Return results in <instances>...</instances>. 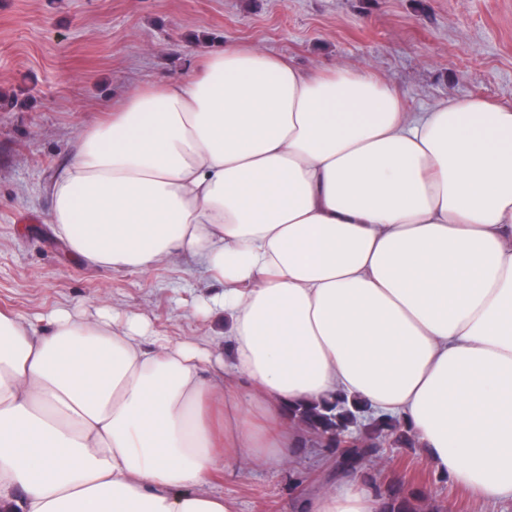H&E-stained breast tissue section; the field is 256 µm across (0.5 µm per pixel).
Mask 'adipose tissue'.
Masks as SVG:
<instances>
[{"mask_svg": "<svg viewBox=\"0 0 512 512\" xmlns=\"http://www.w3.org/2000/svg\"><path fill=\"white\" fill-rule=\"evenodd\" d=\"M46 194L90 266L200 259L235 379L138 320L0 311V512H234L216 475L286 462L289 410L337 394L512 497V106L411 112L372 72L229 43L129 91ZM304 508L384 502L352 476Z\"/></svg>", "mask_w": 512, "mask_h": 512, "instance_id": "1", "label": "adipose tissue"}]
</instances>
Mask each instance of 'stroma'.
<instances>
[{
  "instance_id": "obj_1",
  "label": "stroma",
  "mask_w": 512,
  "mask_h": 512,
  "mask_svg": "<svg viewBox=\"0 0 512 512\" xmlns=\"http://www.w3.org/2000/svg\"><path fill=\"white\" fill-rule=\"evenodd\" d=\"M238 43L300 67L376 73L412 112L480 97L512 105V0H0V310L27 319L61 307L146 319L176 341L205 338L226 354L224 286L178 254L145 273L96 268L68 254L48 222L45 187L79 135L133 87L174 79ZM382 476L425 493L441 512H512L437 473L421 445H385ZM326 449L281 465L219 473L236 512H303L337 485Z\"/></svg>"
}]
</instances>
